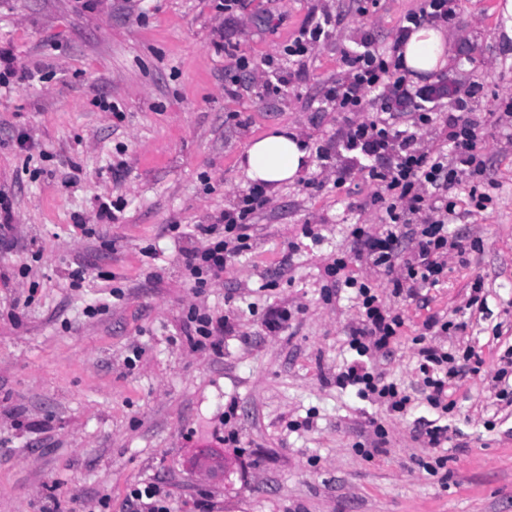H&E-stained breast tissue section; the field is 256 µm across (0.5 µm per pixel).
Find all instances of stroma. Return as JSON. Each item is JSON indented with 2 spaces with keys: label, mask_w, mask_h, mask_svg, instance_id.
Instances as JSON below:
<instances>
[{
  "label": "stroma",
  "mask_w": 512,
  "mask_h": 512,
  "mask_svg": "<svg viewBox=\"0 0 512 512\" xmlns=\"http://www.w3.org/2000/svg\"><path fill=\"white\" fill-rule=\"evenodd\" d=\"M219 2L0 0V45L37 71L0 89L12 214L0 232V512H130L131 490L149 481L178 512L201 501L211 512H512V405L493 380L512 349V130L495 118L512 101V39L499 0H452V64L409 81L414 102L394 110L406 128L414 107L452 111L425 94L439 79L482 86L471 117L492 201L476 209L470 183L455 187L448 229L467 253H449L442 284L421 298L393 295L354 254L353 227L377 230L380 212L340 146L346 115L325 97L347 54L365 39L389 47L419 0H245L231 19ZM323 16L328 37L279 93L215 47L276 56ZM282 128L300 134L308 167L256 211L252 249L195 288L183 248L248 192L247 143ZM103 201L117 220L99 218ZM341 255L404 318L390 355L370 364L415 398L407 413L336 384L360 318L347 295L323 294ZM477 282L481 309L467 305ZM277 307L290 317L271 333L262 320ZM193 311L234 319L222 352L190 340ZM433 314L461 325L434 337L462 370L440 418L418 401L415 339ZM469 346L481 374L463 370ZM421 417L447 426L442 448L419 437ZM373 418L387 431L378 452ZM440 455L445 476L419 467Z\"/></svg>",
  "instance_id": "stroma-1"
}]
</instances>
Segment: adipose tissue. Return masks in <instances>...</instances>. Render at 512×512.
<instances>
[{"mask_svg": "<svg viewBox=\"0 0 512 512\" xmlns=\"http://www.w3.org/2000/svg\"><path fill=\"white\" fill-rule=\"evenodd\" d=\"M404 66L412 73L430 75L449 64L447 37L438 28L413 31L401 47ZM309 152L295 133L280 129L250 141L245 150V171L249 179L269 188L295 181L307 165Z\"/></svg>", "mask_w": 512, "mask_h": 512, "instance_id": "obj_1", "label": "adipose tissue"}]
</instances>
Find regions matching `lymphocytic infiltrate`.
I'll return each mask as SVG.
<instances>
[{"label":"lymphocytic infiltrate","mask_w":512,"mask_h":512,"mask_svg":"<svg viewBox=\"0 0 512 512\" xmlns=\"http://www.w3.org/2000/svg\"><path fill=\"white\" fill-rule=\"evenodd\" d=\"M402 44L398 38L388 50L381 51L364 43L360 50L348 55L345 76L327 91L338 109L351 113L343 147L371 159L366 177L376 187L372 201L385 207L378 231L359 227L354 237L363 246L367 263L390 275L396 295L437 286L447 267L449 252L465 254L462 241L448 233V217L456 207L451 191L463 179L482 175L485 169L479 148V124L469 116L468 100H458L454 112L444 117L431 112L416 113L415 125L433 129L428 144L414 132L399 129L391 116L355 120V113L362 110L365 93L378 92L385 101L407 98L399 55ZM385 157L390 158V165H382ZM267 202L262 187L250 188L239 207L224 213V229L234 233V243L210 239L209 243L185 250V267L196 284H205L207 277L220 276L229 258L250 250L249 222ZM346 267L339 257L327 265L326 274L331 282L324 285L323 291L329 296L342 285L356 289L364 316L350 332L349 346L357 357L337 381L343 386L357 387L362 397H376L388 411H403L411 401L410 395L364 362L367 356L388 354L404 324L403 318L400 312L385 306L368 283L346 274ZM418 356L428 405L448 410V352L427 344L419 348Z\"/></svg>","instance_id":"obj_1"}]
</instances>
